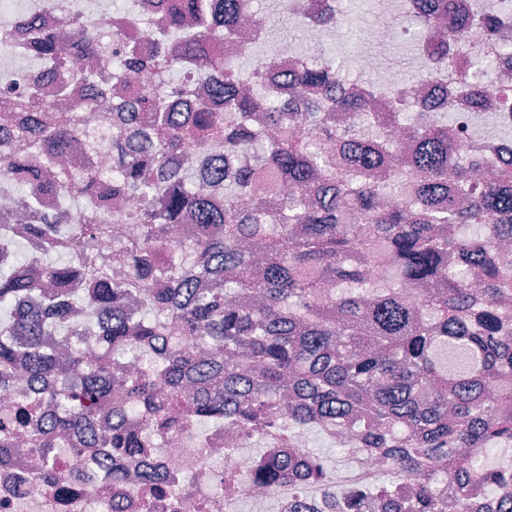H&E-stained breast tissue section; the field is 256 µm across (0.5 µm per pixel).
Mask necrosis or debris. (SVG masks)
Masks as SVG:
<instances>
[{"mask_svg":"<svg viewBox=\"0 0 512 512\" xmlns=\"http://www.w3.org/2000/svg\"><path fill=\"white\" fill-rule=\"evenodd\" d=\"M162 20V12L152 8V0H135L133 9L122 17L121 32L139 36L143 50L140 66L127 73V91L156 94L162 90L153 68L167 49L161 36ZM461 47L469 57L496 58L493 81L512 93V55L500 54L496 41L482 25L468 27ZM115 48V42H104L92 55L77 59L67 91H60L52 79L40 84L42 96L53 107L80 111L88 132L56 159L59 172L77 174L91 165L103 174L112 171L116 129L112 99L105 96L89 101L88 80L111 70ZM360 64L384 76L382 90L370 103L372 113L387 112L392 96L403 94L430 119H440L442 113L450 111L456 114L459 125L465 126L481 107L480 102L458 93L447 71L433 72L411 83L401 70L386 67L378 55H364ZM236 439L233 429L220 426L204 431L199 425L187 424L181 445L161 443L145 455L119 460L122 477L118 480L103 474L97 466L107 457V449L77 444L71 436L62 438L57 464L49 474L36 462L32 446L23 440L13 446L9 459L0 461V512H224L228 500L261 495L260 489L242 479L257 460L236 451ZM149 468L167 478L170 494L164 501H156L150 486L135 480Z\"/></svg>","mask_w":512,"mask_h":512,"instance_id":"necrosis-or-debris-1","label":"necrosis or debris"}]
</instances>
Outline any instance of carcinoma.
<instances>
[{
  "label": "carcinoma",
  "mask_w": 512,
  "mask_h": 512,
  "mask_svg": "<svg viewBox=\"0 0 512 512\" xmlns=\"http://www.w3.org/2000/svg\"><path fill=\"white\" fill-rule=\"evenodd\" d=\"M433 7L418 25L444 19L451 0ZM498 0L478 12L494 36L512 51V9ZM47 0L31 13V40L22 59L64 81L66 43L79 55L95 52L102 32L118 35L112 15L117 0L92 26L81 24V0L56 31L38 24ZM212 0H171L165 36L180 46L160 58L174 89L193 70L206 81L190 112H174L168 98L130 93L121 97L126 136L112 143L108 181L88 168L52 178L28 165L31 150L52 158L82 130L77 114H62L35 88L11 94L12 74L0 70V128L12 132L0 162L16 205L27 213V257L0 234V393L10 390L23 362L31 384L52 405L37 401L18 417L0 421V433L29 421L44 426L35 442L42 459H56L58 440L81 428L96 441L97 410L112 393L109 447L140 454L156 438L172 444L189 422L230 423L246 437L279 419L283 434L316 429L326 436L350 431L363 454L382 452L386 468L364 490L337 481L314 451L259 457L247 478L273 497L304 477L296 512H368L379 500L384 512H512V467L489 455L512 447V383L487 399L490 383L512 377V320L502 304L512 300V170L497 169L479 190L469 187L474 155L453 131L446 112L431 123L408 100L394 97L386 119L405 126L414 150L403 170L382 183L368 178L391 167L392 146L364 127L370 86L340 94L339 66L327 48L321 61L288 73L297 89L283 105L274 83L249 79L224 57V31L212 24ZM451 23L434 47L422 45L424 68L454 65L460 85L484 103L509 100L488 80L495 59L476 76L448 54L462 37ZM112 71L96 79L112 89L125 67L140 58L138 42L122 38ZM13 26L0 24V57H13ZM308 88L329 93L336 125L327 123ZM217 158L209 180L224 199L202 194L193 182L192 148ZM55 193V214L38 201ZM136 197L137 211L112 216V200ZM360 220L348 223L349 216ZM192 218L194 223L182 221ZM140 225L136 237L120 225ZM112 239L125 257V278L112 280L100 244ZM40 260L39 275L28 269ZM386 267L384 275L368 265ZM82 302L106 318L103 345L82 347L71 337V365L85 370L68 395L54 391L64 369L54 348L56 328L67 324L72 304ZM192 339L224 357L203 358L183 345ZM460 351L456 372L439 365L437 351ZM139 348L155 351L160 367L114 375L117 364ZM134 410L144 431L127 429ZM479 488L470 499L466 490Z\"/></svg>",
  "instance_id": "carcinoma-1"
}]
</instances>
